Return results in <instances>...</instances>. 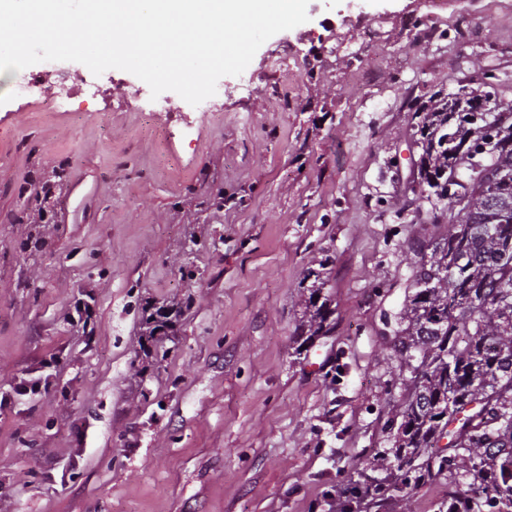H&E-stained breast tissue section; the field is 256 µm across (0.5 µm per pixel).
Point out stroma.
Here are the masks:
<instances>
[{
    "label": "stroma",
    "mask_w": 512,
    "mask_h": 512,
    "mask_svg": "<svg viewBox=\"0 0 512 512\" xmlns=\"http://www.w3.org/2000/svg\"><path fill=\"white\" fill-rule=\"evenodd\" d=\"M422 2L309 0L212 112L144 111L118 69L56 111L53 80L0 73V512H338L385 444L383 317L432 221L413 115L487 70L512 102V0H444L418 39ZM328 256L336 328L300 354ZM150 304L175 312L154 342Z\"/></svg>",
    "instance_id": "1"
}]
</instances>
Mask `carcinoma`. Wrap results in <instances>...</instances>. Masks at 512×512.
<instances>
[{"mask_svg": "<svg viewBox=\"0 0 512 512\" xmlns=\"http://www.w3.org/2000/svg\"><path fill=\"white\" fill-rule=\"evenodd\" d=\"M470 99L432 101L420 116V192L451 201L462 145L487 147L462 210L406 242L413 293L393 320L388 343L397 369L388 402V447L373 456L386 473L365 478L371 504L395 498L411 512L419 486L448 482V512H474L464 487L486 494L497 512H512V104L483 73ZM325 283L309 288L297 352L332 329Z\"/></svg>", "mask_w": 512, "mask_h": 512, "instance_id": "carcinoma-1", "label": "carcinoma"}]
</instances>
